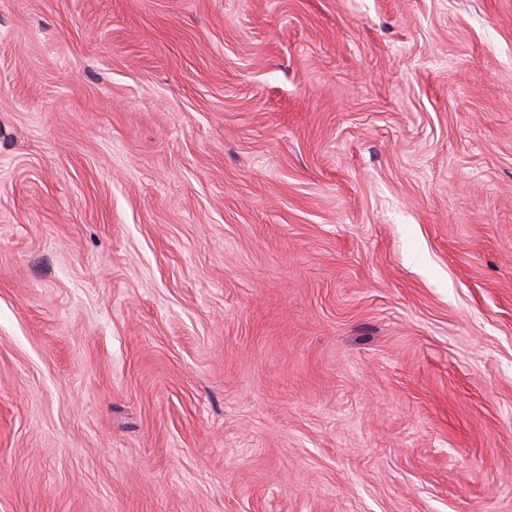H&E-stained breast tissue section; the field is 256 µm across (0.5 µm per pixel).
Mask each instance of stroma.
Listing matches in <instances>:
<instances>
[{"mask_svg": "<svg viewBox=\"0 0 512 512\" xmlns=\"http://www.w3.org/2000/svg\"><path fill=\"white\" fill-rule=\"evenodd\" d=\"M0 512H512V0H0Z\"/></svg>", "mask_w": 512, "mask_h": 512, "instance_id": "stroma-1", "label": "stroma"}]
</instances>
